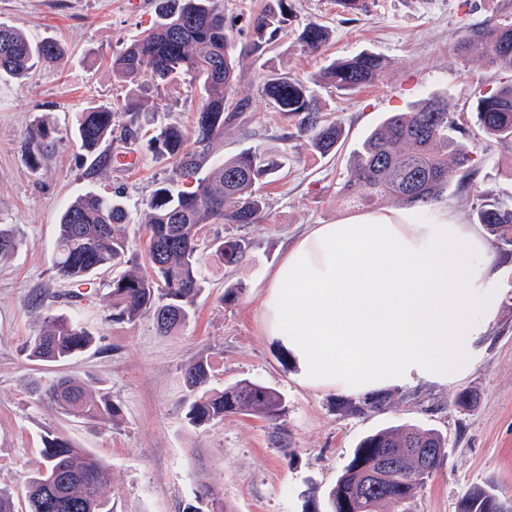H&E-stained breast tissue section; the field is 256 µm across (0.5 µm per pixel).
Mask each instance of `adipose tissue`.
<instances>
[{
    "instance_id": "obj_1",
    "label": "adipose tissue",
    "mask_w": 512,
    "mask_h": 512,
    "mask_svg": "<svg viewBox=\"0 0 512 512\" xmlns=\"http://www.w3.org/2000/svg\"><path fill=\"white\" fill-rule=\"evenodd\" d=\"M499 284L488 241L446 210L355 215L289 245L265 286L264 334L311 387L445 385L495 321Z\"/></svg>"
}]
</instances>
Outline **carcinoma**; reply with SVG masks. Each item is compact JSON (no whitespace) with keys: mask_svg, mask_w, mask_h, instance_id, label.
Instances as JSON below:
<instances>
[{"mask_svg":"<svg viewBox=\"0 0 512 512\" xmlns=\"http://www.w3.org/2000/svg\"><path fill=\"white\" fill-rule=\"evenodd\" d=\"M288 0H269L250 23L244 53L263 56L288 28ZM330 37L322 24L310 22L299 35L305 52L321 50ZM232 27L224 17V0H160L158 21L139 38L112 55V74L138 88L147 81L157 88L178 81L197 83L203 100L189 130L166 124L150 140V149L173 163L168 183L157 188L140 223L144 226L149 270L136 260L138 243L121 231L130 217L120 201L89 194L70 203L60 215L53 252L57 279L74 288H94L92 277L119 265L123 270L104 283L111 302L107 320L131 322L144 313L154 316L157 329L170 334L186 326L195 314L203 291L205 260L225 268L242 261L250 248L243 235L204 241V224L257 223L266 199L261 185L284 167L286 153L254 146L205 170L213 150L224 138V125L236 120L249 102L232 101L240 59L233 53ZM458 53L484 64L490 73L512 70V21L487 20L469 30L457 43ZM64 52L53 40L33 42L20 31L0 23V72L18 77L40 67L60 64ZM385 59L360 52L331 62L309 82L266 65L256 95L268 105L299 118L298 136L307 137L311 150L329 155L343 136L339 118L320 112L314 87L330 85L351 92L375 83L386 69ZM118 113L105 106H89L78 113L75 138L94 165L112 164V154L100 150L112 136ZM476 123L488 139L512 146V83H501L479 95ZM467 134L461 116L451 111L448 99L432 94L406 112H396L370 133L355 153L341 188L351 208L383 200L423 214L443 200L453 174H473L477 154L459 136ZM55 129L45 117L35 119L26 141L29 161L36 166L55 145ZM474 220L486 227L495 247L512 251V200L475 195ZM95 344V336L77 318L48 315L27 343V358L62 363ZM210 365L204 358L184 367V385L190 391L185 419L204 426L238 414L270 424L285 412L281 394L263 384L241 380L224 390L208 389ZM38 398L78 420L115 424L120 408L109 397H96L90 387L70 377L34 387ZM385 398L349 403L360 414L379 410ZM44 462L27 481L26 512H113L109 468L91 452L72 441L50 435L44 441ZM448 442L431 429L412 425L390 426L363 437L327 494L328 512H379L383 504L406 505L432 475ZM195 504L183 512H226L222 490L201 480ZM456 512H512L495 486L475 484L457 501Z\"/></svg>","mask_w":512,"mask_h":512,"instance_id":"1","label":"carcinoma"}]
</instances>
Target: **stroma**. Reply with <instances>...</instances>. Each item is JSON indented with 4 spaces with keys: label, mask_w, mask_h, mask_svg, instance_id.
Segmentation results:
<instances>
[{
    "label": "stroma",
    "mask_w": 512,
    "mask_h": 512,
    "mask_svg": "<svg viewBox=\"0 0 512 512\" xmlns=\"http://www.w3.org/2000/svg\"><path fill=\"white\" fill-rule=\"evenodd\" d=\"M292 21L275 43L278 68L308 80L332 60L362 51L383 56L387 68L376 83L354 93L321 90L323 113L342 121L337 151L323 156L295 135L297 117L279 112L255 95L258 62L245 58L237 97H250L241 121L226 125L213 163L260 145L287 150V166L262 188L267 209L245 227L208 224L201 233L244 234L251 243L235 267L207 266V283L194 319L180 333H158L150 315L128 323L105 321L107 291L70 298L54 277L53 243L63 209L89 193L119 200L131 217L125 232L140 242L141 213L172 169L148 141L157 122L190 124L201 99L199 86L180 84L166 94L153 86L130 90L112 75L111 58L156 20V0H0V21L40 41L52 38L66 55L60 66L19 80L0 74V224L19 248L0 259V488L9 489L17 512L26 506L27 478L42 461L43 440L62 435L102 460L112 474L114 512H183L194 501L200 478L217 481L227 512H325L326 491L366 435L394 424L438 430L448 448L411 512H455L463 490L494 484L512 500V255L498 256V314L464 376L445 385L386 390L381 411L353 414L346 396L302 384L288 356L263 333L262 286L290 242L316 224L352 215L340 188L360 143L392 113L433 94L448 95L454 112L471 114L479 92L512 81V71L487 74L480 63L455 52L466 30L496 16L512 21V0H366L362 12H345L336 0H289ZM317 21L332 31L317 53L301 51L298 35ZM145 103L133 133L116 126L103 148L136 156L133 169L120 164L92 170L74 142L75 118L91 105L123 112L129 99ZM46 116L61 143L31 168L25 141L38 116ZM478 163L470 180L451 181L441 206L462 223L472 221L476 194L512 196V148L486 141L476 126L465 137ZM243 283L234 304L222 303L224 286ZM45 314L81 315L95 346L62 366L34 363L24 348ZM211 366L209 389L248 379L279 391L286 412L280 427L289 451L276 447L267 422L237 414L195 428L184 419L188 392L183 369L197 358ZM67 375L90 383L121 409L117 425L78 422L54 405L37 401L32 383ZM475 389L477 404L455 405L457 393Z\"/></svg>",
    "instance_id": "obj_1"
}]
</instances>
